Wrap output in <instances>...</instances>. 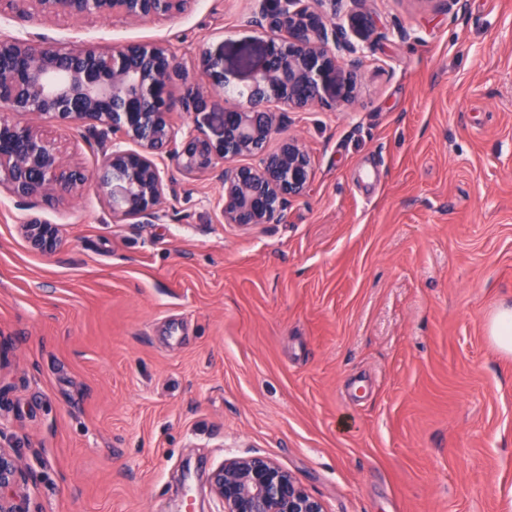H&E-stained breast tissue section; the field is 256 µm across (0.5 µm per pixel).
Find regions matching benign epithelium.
Listing matches in <instances>:
<instances>
[{"mask_svg":"<svg viewBox=\"0 0 512 512\" xmlns=\"http://www.w3.org/2000/svg\"><path fill=\"white\" fill-rule=\"evenodd\" d=\"M251 22L277 33L244 102L224 105V51L199 52L200 78L189 83L175 57L154 43L115 44L99 51L81 40L48 42L0 33V191L21 209L31 199L58 202L88 181L63 144L31 116L61 130L82 129L102 142L103 175L97 183L112 216L149 224L159 218L166 186L159 160L170 156L188 177L212 175L222 184L227 224L277 223L290 200L313 178L309 154L290 137L271 152L266 145L286 112L316 105L342 107L355 97L362 58L349 38L365 37L374 16L359 9L336 24L307 0H258ZM192 0H0V14L43 19L86 16L147 21L184 14ZM219 117L177 133L171 113ZM181 139H176V135ZM133 143L137 149L125 148ZM260 156L257 166L224 161ZM27 241L53 253L61 245L56 224L28 217ZM21 450L0 442V512H32L26 488L35 479ZM209 492L224 512H325L324 505L288 471L261 455L234 457L214 468Z\"/></svg>","mask_w":512,"mask_h":512,"instance_id":"benign-epithelium-1","label":"benign epithelium"}]
</instances>
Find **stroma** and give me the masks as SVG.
<instances>
[{
    "instance_id": "stroma-1",
    "label": "stroma",
    "mask_w": 512,
    "mask_h": 512,
    "mask_svg": "<svg viewBox=\"0 0 512 512\" xmlns=\"http://www.w3.org/2000/svg\"><path fill=\"white\" fill-rule=\"evenodd\" d=\"M352 103L291 112L313 179L279 223H225L222 188L160 163L159 220L95 186L20 209L0 193V432L35 512H222L224 459L264 455L326 512H512V0H366ZM254 0L171 20L0 17V31L199 50L250 84ZM58 225L46 254L26 216ZM488 332L499 350L509 354L512 352V308L510 306L494 314L489 323Z\"/></svg>"
}]
</instances>
